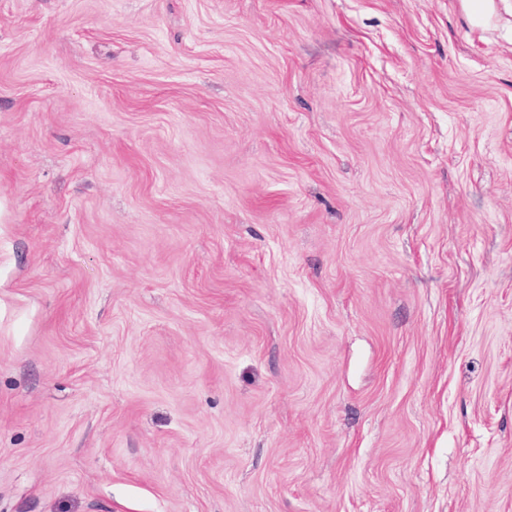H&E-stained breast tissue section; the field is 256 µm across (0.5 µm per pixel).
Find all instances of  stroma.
<instances>
[{"label": "stroma", "mask_w": 512, "mask_h": 512, "mask_svg": "<svg viewBox=\"0 0 512 512\" xmlns=\"http://www.w3.org/2000/svg\"><path fill=\"white\" fill-rule=\"evenodd\" d=\"M0 512H512V0H0Z\"/></svg>", "instance_id": "stroma-1"}]
</instances>
